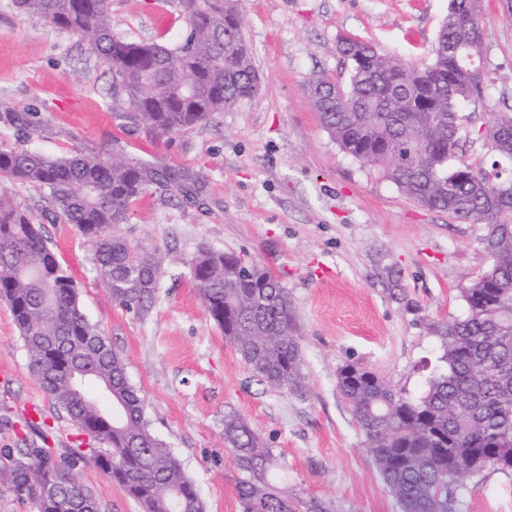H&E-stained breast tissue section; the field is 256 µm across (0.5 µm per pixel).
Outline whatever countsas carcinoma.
Instances as JSON below:
<instances>
[{
  "label": "carcinoma",
  "mask_w": 512,
  "mask_h": 512,
  "mask_svg": "<svg viewBox=\"0 0 512 512\" xmlns=\"http://www.w3.org/2000/svg\"><path fill=\"white\" fill-rule=\"evenodd\" d=\"M240 0H174L187 32L176 46L130 41L112 28L111 0H15L76 38L115 76L112 107L158 138L208 123L258 93L261 82L242 34ZM482 0H449L429 62L388 56L350 36L338 40L347 81L320 76L308 85L323 128L339 149L378 171L409 199L484 226L489 268L460 288L468 315L430 320L442 369L418 398L397 392L357 363L342 365L338 391L371 448L399 512H458L464 480L487 468L512 472V113L476 130L488 162L465 159L459 107L482 95ZM0 126L15 141L48 130L40 113L0 100ZM197 193L176 172L158 173L114 151L50 158L0 143V299L10 307L29 354L28 368L90 448L59 453L24 441L0 451V484L12 500L40 512H101L75 477L91 461L141 512H206L194 482L158 439L124 359L82 311L69 270L30 211L11 203L13 184L36 189L54 224H71L94 250L98 281L112 302L143 317L155 302L163 261L112 235L153 183ZM190 271L210 318L248 370L274 392L306 391L300 330L288 289L265 267L231 252L204 249ZM224 442L237 458L242 512H331L301 499L278 474L273 450L241 415H224Z\"/></svg>",
  "instance_id": "1"
}]
</instances>
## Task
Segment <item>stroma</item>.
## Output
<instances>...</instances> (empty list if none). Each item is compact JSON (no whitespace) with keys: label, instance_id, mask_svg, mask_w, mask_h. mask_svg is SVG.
<instances>
[{"label":"stroma","instance_id":"stroma-1","mask_svg":"<svg viewBox=\"0 0 512 512\" xmlns=\"http://www.w3.org/2000/svg\"><path fill=\"white\" fill-rule=\"evenodd\" d=\"M116 33L177 45L186 24L170 0H112ZM243 35L261 89L207 124L157 139L112 109L113 77L76 39L0 0V99L41 112L47 133L27 149L51 157L122 150L199 188L186 198L153 185L112 233L164 261L154 306L135 316L96 278L92 251L69 224H45L75 277L89 321L122 355L146 401L153 433L181 462L206 512H240L236 457L224 415L245 416L284 467L290 491L332 502L335 512H398L366 438L337 389V370L361 363L416 397L439 364L429 319L464 317L461 286L490 263L483 226L454 221L405 197L344 154L322 127L306 84L343 80L344 35L398 59L423 63L448 0H243ZM483 96L462 106L465 128L512 113V13L483 2ZM208 245L271 270L287 288L301 331L304 395L279 394L254 378L205 311L187 261ZM398 275L418 313L392 298ZM49 415L47 443L66 452L78 438L28 370L10 307L0 301V448L25 435L34 409ZM103 512H139L96 466L77 471ZM459 512H512V474L469 478Z\"/></svg>","mask_w":512,"mask_h":512}]
</instances>
